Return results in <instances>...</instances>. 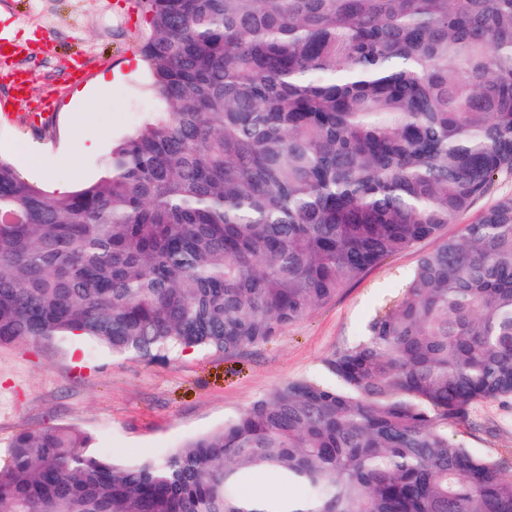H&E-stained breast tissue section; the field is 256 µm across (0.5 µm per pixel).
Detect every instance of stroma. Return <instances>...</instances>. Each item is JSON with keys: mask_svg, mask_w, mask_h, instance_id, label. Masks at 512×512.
<instances>
[{"mask_svg": "<svg viewBox=\"0 0 512 512\" xmlns=\"http://www.w3.org/2000/svg\"><path fill=\"white\" fill-rule=\"evenodd\" d=\"M1 22L24 53L0 59V100L13 94L20 71L28 104L0 123V158L48 191L58 174L75 187L95 181L113 142L163 109L138 52L147 28L137 0H0ZM46 30L52 45L37 47ZM84 88L92 94L86 105L75 96ZM34 112L54 118L36 127ZM84 137L95 140L93 150H79ZM436 245L425 240L374 266L271 342L232 359L203 352L171 362L116 359L79 340L0 347V464L10 439L28 427L74 426L129 460L160 456L220 428L276 386L320 376L323 359L360 334ZM449 434L478 455L512 449V399L476 406Z\"/></svg>", "mask_w": 512, "mask_h": 512, "instance_id": "obj_1", "label": "stroma"}]
</instances>
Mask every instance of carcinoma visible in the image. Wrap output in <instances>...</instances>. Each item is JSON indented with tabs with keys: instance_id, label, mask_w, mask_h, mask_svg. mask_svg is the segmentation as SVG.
<instances>
[{
	"instance_id": "1",
	"label": "carcinoma",
	"mask_w": 512,
	"mask_h": 512,
	"mask_svg": "<svg viewBox=\"0 0 512 512\" xmlns=\"http://www.w3.org/2000/svg\"><path fill=\"white\" fill-rule=\"evenodd\" d=\"M165 111L52 196L0 158V346L240 355L420 242L401 293L318 377L160 459L19 431L0 512H512V475L448 436L512 397V0H139ZM505 196H512V172L510 171L500 174L490 190L477 199L468 211L461 214L456 223L447 225L442 231L443 236L448 238L456 236L461 224H470L476 221L482 212Z\"/></svg>"
}]
</instances>
